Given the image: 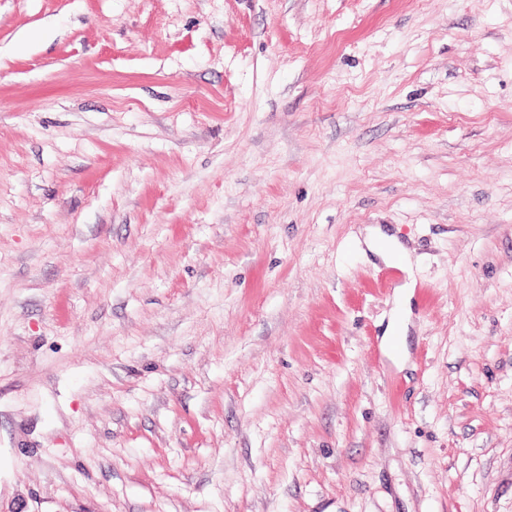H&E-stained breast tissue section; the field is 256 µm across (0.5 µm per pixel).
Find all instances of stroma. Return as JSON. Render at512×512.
<instances>
[{
  "label": "stroma",
  "instance_id": "obj_1",
  "mask_svg": "<svg viewBox=\"0 0 512 512\" xmlns=\"http://www.w3.org/2000/svg\"><path fill=\"white\" fill-rule=\"evenodd\" d=\"M0 512H512V0H0ZM364 244L367 250L386 265H399L411 273L410 251L395 236L384 232L380 226L366 229ZM409 288L410 285L405 283L396 289L395 306L392 310L390 322L388 323L387 329L383 335L390 355L397 361H402L406 355L403 351L402 345L399 344V339L401 336L406 335L412 314V295L407 290Z\"/></svg>",
  "mask_w": 512,
  "mask_h": 512
}]
</instances>
